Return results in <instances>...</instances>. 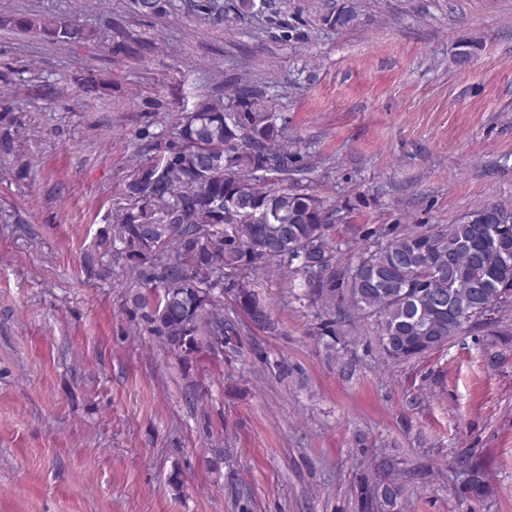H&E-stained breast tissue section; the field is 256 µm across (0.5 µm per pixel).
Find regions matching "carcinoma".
<instances>
[{
  "label": "carcinoma",
  "mask_w": 512,
  "mask_h": 512,
  "mask_svg": "<svg viewBox=\"0 0 512 512\" xmlns=\"http://www.w3.org/2000/svg\"><path fill=\"white\" fill-rule=\"evenodd\" d=\"M142 16L166 12L168 0H131ZM357 13L344 6L332 18L352 27ZM38 27L61 43L85 40L78 24L0 17V25ZM239 110L227 113L208 101L179 113L168 132L152 137L133 167L124 193L137 206L118 224L111 257L140 280L129 312L144 319L164 346L190 363L203 340L238 335L224 319V293L236 287L237 271L259 263L289 267L303 277L312 301L340 299L376 325L383 352L407 360L430 349L427 336L452 340L483 319L470 303L512 290V209L487 204L439 230H410L361 253L355 264L333 269L325 231L331 215L323 201L283 185L295 156L279 144L275 116L253 109V95H237ZM151 225V235L140 231ZM246 224L237 247L208 226ZM503 226L498 247H484L483 227ZM288 245L273 248L274 233ZM170 240L164 252L154 242ZM245 316L259 300L252 288L232 295Z\"/></svg>",
  "instance_id": "cac0c4a2"
}]
</instances>
